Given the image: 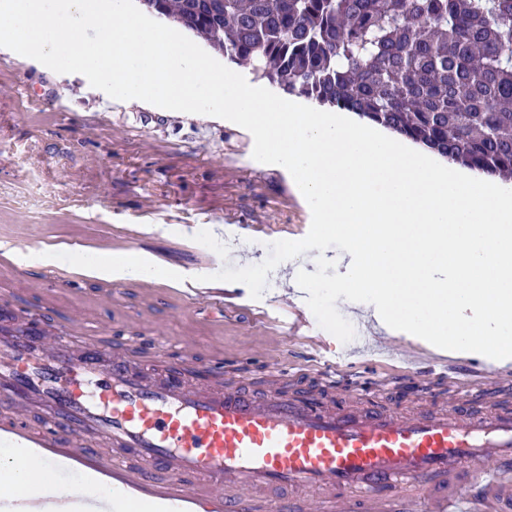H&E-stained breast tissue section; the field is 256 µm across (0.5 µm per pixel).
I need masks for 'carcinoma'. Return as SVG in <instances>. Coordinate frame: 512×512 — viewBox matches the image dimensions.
Instances as JSON below:
<instances>
[{
    "mask_svg": "<svg viewBox=\"0 0 512 512\" xmlns=\"http://www.w3.org/2000/svg\"><path fill=\"white\" fill-rule=\"evenodd\" d=\"M289 95L512 177V0H142Z\"/></svg>",
    "mask_w": 512,
    "mask_h": 512,
    "instance_id": "obj_1",
    "label": "carcinoma"
}]
</instances>
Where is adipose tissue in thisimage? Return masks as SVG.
Masks as SVG:
<instances>
[{
  "label": "adipose tissue",
  "mask_w": 512,
  "mask_h": 512,
  "mask_svg": "<svg viewBox=\"0 0 512 512\" xmlns=\"http://www.w3.org/2000/svg\"><path fill=\"white\" fill-rule=\"evenodd\" d=\"M95 271L116 278L145 279L157 275V268L141 256L115 258L99 255ZM57 490L53 474L31 449L0 447V501H22L24 512H38L41 503Z\"/></svg>",
  "instance_id": "ef3b65f1"
}]
</instances>
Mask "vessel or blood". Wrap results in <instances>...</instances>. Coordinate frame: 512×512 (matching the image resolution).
Here are the masks:
<instances>
[{"mask_svg":"<svg viewBox=\"0 0 512 512\" xmlns=\"http://www.w3.org/2000/svg\"><path fill=\"white\" fill-rule=\"evenodd\" d=\"M436 363L457 401L411 417L151 379L94 345L4 329L0 441L108 481L112 499L82 512H116L117 495L158 512H512V412L465 410L512 372Z\"/></svg>","mask_w":512,"mask_h":512,"instance_id":"1","label":"vessel or blood"}]
</instances>
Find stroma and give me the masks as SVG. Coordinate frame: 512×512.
<instances>
[{"mask_svg":"<svg viewBox=\"0 0 512 512\" xmlns=\"http://www.w3.org/2000/svg\"><path fill=\"white\" fill-rule=\"evenodd\" d=\"M252 152L224 119L79 94L0 56V327L32 313L42 329L70 330L74 346L93 340L141 372L178 371L194 385H212L218 364L225 385L259 396L312 393L328 405L345 397L358 410L410 414L448 404L455 389L433 374L403 386V372L383 357L400 337L359 352L338 343L340 376L329 388L298 372L315 345L284 333L270 295L254 300L235 283L237 305L227 308L171 283L174 273L216 269L209 225H223L242 267L264 261L268 243L308 233L296 183ZM46 251L133 252L160 273L111 279L65 261L41 264Z\"/></svg>","mask_w":512,"mask_h":512,"instance_id":"35a3bbf8","label":"stroma"}]
</instances>
